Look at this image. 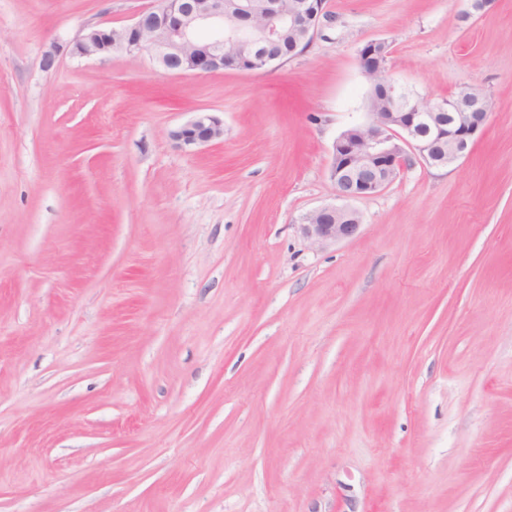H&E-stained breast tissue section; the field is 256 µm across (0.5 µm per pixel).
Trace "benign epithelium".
I'll return each instance as SVG.
<instances>
[{"mask_svg": "<svg viewBox=\"0 0 512 512\" xmlns=\"http://www.w3.org/2000/svg\"><path fill=\"white\" fill-rule=\"evenodd\" d=\"M325 0H153L133 22L121 28L86 27L71 44V53L91 58L112 51L147 58L166 71L214 73L224 70L272 69L285 61L275 45L287 31H301L310 46L324 16ZM210 30L209 40L200 32ZM388 42L367 41L358 50L366 77L386 70ZM388 91L394 110L370 112L368 120L345 129L333 144L331 179L341 205L309 212L300 225L302 235L323 246L354 237L360 228L356 211L346 202L375 195L418 160L430 167L455 163L469 155L491 110L488 98L465 85L441 100L411 98L407 87L390 78ZM185 150L224 137V123L212 112L197 115L170 132Z\"/></svg>", "mask_w": 512, "mask_h": 512, "instance_id": "1", "label": "benign epithelium"}]
</instances>
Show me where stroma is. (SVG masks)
<instances>
[{"instance_id": "stroma-1", "label": "stroma", "mask_w": 512, "mask_h": 512, "mask_svg": "<svg viewBox=\"0 0 512 512\" xmlns=\"http://www.w3.org/2000/svg\"><path fill=\"white\" fill-rule=\"evenodd\" d=\"M149 3L0 0V512H512V0H326L261 71L71 54ZM371 39L493 111L315 247ZM175 144L185 150L219 140L224 137V123L213 112H198L197 115L170 132ZM302 223V235L318 246L352 238L361 225L356 211L347 204L316 208L303 218Z\"/></svg>"}]
</instances>
